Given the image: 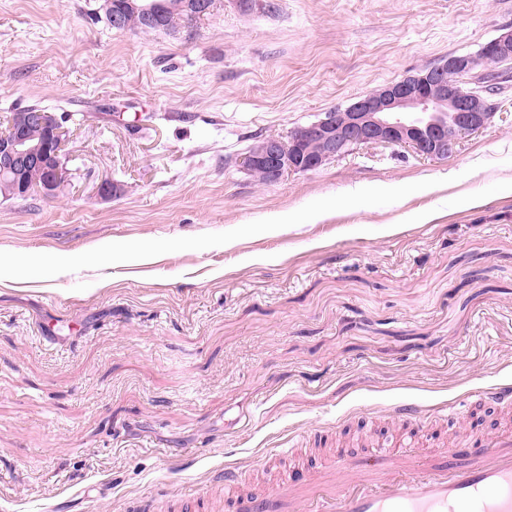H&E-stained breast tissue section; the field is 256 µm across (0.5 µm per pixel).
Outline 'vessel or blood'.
<instances>
[{
	"mask_svg": "<svg viewBox=\"0 0 512 512\" xmlns=\"http://www.w3.org/2000/svg\"><path fill=\"white\" fill-rule=\"evenodd\" d=\"M467 418L403 404L402 432L377 450L298 466L276 484L246 486L241 470L217 474L224 512H512V385L478 392ZM177 512H212L199 490Z\"/></svg>",
	"mask_w": 512,
	"mask_h": 512,
	"instance_id": "vessel-or-blood-1",
	"label": "vessel or blood"
}]
</instances>
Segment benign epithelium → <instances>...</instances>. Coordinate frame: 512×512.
Wrapping results in <instances>:
<instances>
[{
    "label": "benign epithelium",
    "instance_id": "1",
    "mask_svg": "<svg viewBox=\"0 0 512 512\" xmlns=\"http://www.w3.org/2000/svg\"><path fill=\"white\" fill-rule=\"evenodd\" d=\"M500 60H512V31L481 48ZM468 56H450L427 70L409 75L358 97L347 108L323 112L309 125L286 136L264 137L240 160L248 173L262 171L267 182L277 183L292 172H306L345 154L351 147L381 143L407 147L426 159L450 157L465 136L486 127L494 112L487 92H465L448 74L465 75ZM32 126L50 131L52 142L34 143ZM69 129L52 112H25L19 124L0 133V176L12 178L17 191L27 189L25 178L46 174L42 192L54 194L66 175Z\"/></svg>",
    "mask_w": 512,
    "mask_h": 512
}]
</instances>
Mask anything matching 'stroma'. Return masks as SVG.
<instances>
[{"label":"stroma","instance_id":"35a3bbf8","mask_svg":"<svg viewBox=\"0 0 512 512\" xmlns=\"http://www.w3.org/2000/svg\"><path fill=\"white\" fill-rule=\"evenodd\" d=\"M266 2L139 34L104 0H0V119L71 131L55 195L0 198V512L218 505L225 462L253 474L325 423L360 453L390 406L512 382V81L446 159L358 145L272 184L239 164L476 54L512 0ZM177 511L165 512H211L212 501L209 494L203 490H198L184 498H178Z\"/></svg>","mask_w":512,"mask_h":512}]
</instances>
